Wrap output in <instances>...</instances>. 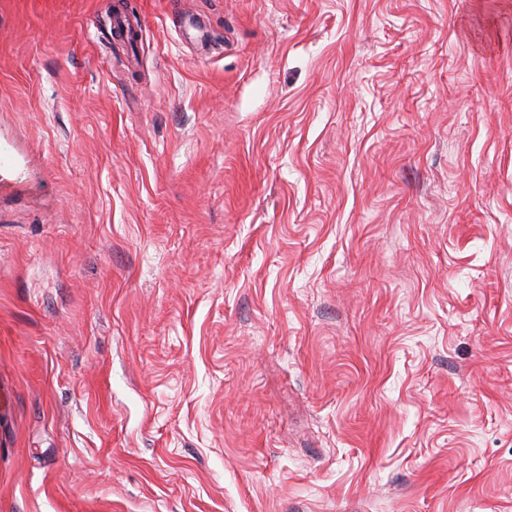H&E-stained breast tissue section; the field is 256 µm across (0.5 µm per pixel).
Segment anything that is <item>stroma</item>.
Wrapping results in <instances>:
<instances>
[{
  "label": "stroma",
  "instance_id": "obj_1",
  "mask_svg": "<svg viewBox=\"0 0 512 512\" xmlns=\"http://www.w3.org/2000/svg\"><path fill=\"white\" fill-rule=\"evenodd\" d=\"M0 512H512V0H0Z\"/></svg>",
  "mask_w": 512,
  "mask_h": 512
}]
</instances>
